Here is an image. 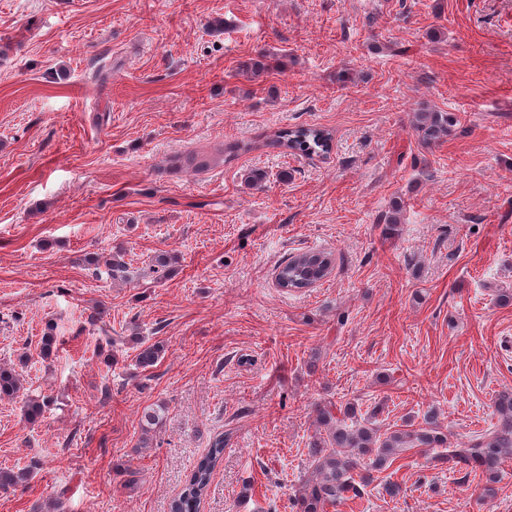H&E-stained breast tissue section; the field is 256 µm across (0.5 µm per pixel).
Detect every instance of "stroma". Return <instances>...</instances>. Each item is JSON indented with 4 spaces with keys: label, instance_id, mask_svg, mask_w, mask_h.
I'll list each match as a JSON object with an SVG mask.
<instances>
[{
    "label": "stroma",
    "instance_id": "1",
    "mask_svg": "<svg viewBox=\"0 0 512 512\" xmlns=\"http://www.w3.org/2000/svg\"><path fill=\"white\" fill-rule=\"evenodd\" d=\"M262 50L276 62L243 76ZM426 107L451 122L428 149ZM295 127L329 153L269 146ZM190 153L215 163L178 166ZM304 251L332 274L278 288ZM502 291L512 0H0V366L23 383L0 398V470L34 469L0 512H169L218 434L202 512H292L330 401L384 432L432 410L468 441L512 389ZM477 483L413 448L335 512H512V461L494 499ZM334 266L329 252H302L285 258L275 270L279 288L296 290L311 288L327 278Z\"/></svg>",
    "mask_w": 512,
    "mask_h": 512
}]
</instances>
